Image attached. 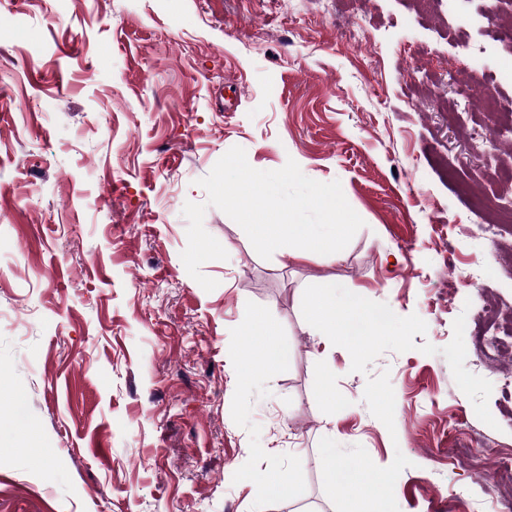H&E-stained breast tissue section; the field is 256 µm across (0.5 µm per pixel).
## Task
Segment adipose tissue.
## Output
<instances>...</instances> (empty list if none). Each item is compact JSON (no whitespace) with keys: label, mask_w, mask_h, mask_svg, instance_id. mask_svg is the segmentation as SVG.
I'll return each mask as SVG.
<instances>
[{"label":"adipose tissue","mask_w":512,"mask_h":512,"mask_svg":"<svg viewBox=\"0 0 512 512\" xmlns=\"http://www.w3.org/2000/svg\"><path fill=\"white\" fill-rule=\"evenodd\" d=\"M304 314L305 326L311 335L330 339L368 336L385 326L377 313L364 312L357 296L348 293L340 297L329 289L313 293L305 305ZM247 323L253 336L261 341L262 354L255 364L256 370L266 371L284 363L288 358V348L275 342L276 327L272 316L259 311L249 315ZM335 448V434H327L322 453L328 458V485L341 487L347 492V512H395L392 472L365 460L354 463L338 460Z\"/></svg>","instance_id":"1"}]
</instances>
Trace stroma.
I'll return each mask as SVG.
<instances>
[{
    "mask_svg": "<svg viewBox=\"0 0 512 512\" xmlns=\"http://www.w3.org/2000/svg\"><path fill=\"white\" fill-rule=\"evenodd\" d=\"M509 110L512 0H0V512H345L329 430L398 512H499L512 354L474 336L512 317V221L482 236ZM235 146L340 181L341 263L263 259L208 207L228 257L188 274L183 207ZM316 285L392 325L323 342ZM254 310L289 347L264 373ZM264 494L274 501L292 500L297 495L295 483L281 474H273L263 480Z\"/></svg>",
    "mask_w": 512,
    "mask_h": 512,
    "instance_id": "35a3bbf8",
    "label": "stroma"
}]
</instances>
